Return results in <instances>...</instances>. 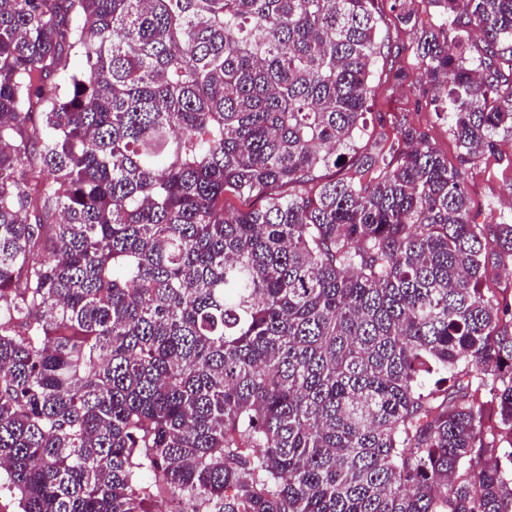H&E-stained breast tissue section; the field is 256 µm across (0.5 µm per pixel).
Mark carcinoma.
Masks as SVG:
<instances>
[{
  "label": "carcinoma",
  "mask_w": 512,
  "mask_h": 512,
  "mask_svg": "<svg viewBox=\"0 0 512 512\" xmlns=\"http://www.w3.org/2000/svg\"><path fill=\"white\" fill-rule=\"evenodd\" d=\"M375 2L0 0L17 512H512V219L464 178L512 136V0H431L453 50L392 0L456 166L373 136Z\"/></svg>",
  "instance_id": "obj_1"
}]
</instances>
